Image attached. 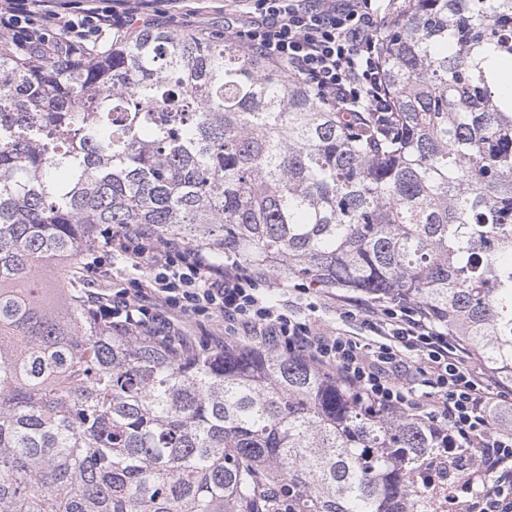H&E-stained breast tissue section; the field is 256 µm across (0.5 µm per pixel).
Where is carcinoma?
<instances>
[{
  "label": "carcinoma",
  "instance_id": "carcinoma-1",
  "mask_svg": "<svg viewBox=\"0 0 512 512\" xmlns=\"http://www.w3.org/2000/svg\"><path fill=\"white\" fill-rule=\"evenodd\" d=\"M377 40L384 125L222 38L0 48V512H426L432 424L288 353L117 330L39 274L148 224L417 303L512 383V0H396Z\"/></svg>",
  "mask_w": 512,
  "mask_h": 512
}]
</instances>
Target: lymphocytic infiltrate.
Returning <instances> with one entry per match:
<instances>
[{
  "label": "lymphocytic infiltrate",
  "instance_id": "f902f5d3",
  "mask_svg": "<svg viewBox=\"0 0 512 512\" xmlns=\"http://www.w3.org/2000/svg\"><path fill=\"white\" fill-rule=\"evenodd\" d=\"M254 9L228 36L243 48L295 75L341 112H390L381 90L372 0H235ZM154 0H0V45L69 59H87L104 40L153 23ZM143 275L113 293L103 312L117 323L168 341L182 340L178 318L221 321L226 344L279 348L331 368L345 385L389 412L422 413L445 426L448 455L461 476L448 501L461 512H512V424L500 414L512 407V389L474 362L457 339L434 324L420 306L380 305L348 298L346 320L369 328L375 342L331 335L294 311L289 299L264 295L266 269L189 248L149 228L124 224L108 242Z\"/></svg>",
  "mask_w": 512,
  "mask_h": 512
}]
</instances>
